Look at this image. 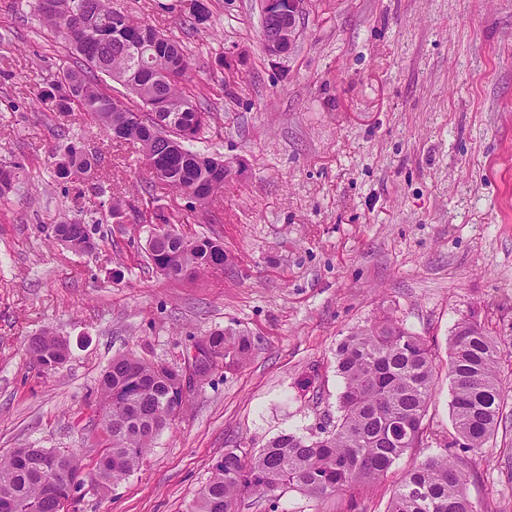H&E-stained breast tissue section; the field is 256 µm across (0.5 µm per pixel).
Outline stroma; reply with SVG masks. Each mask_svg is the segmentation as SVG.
<instances>
[{"label": "stroma", "mask_w": 512, "mask_h": 512, "mask_svg": "<svg viewBox=\"0 0 512 512\" xmlns=\"http://www.w3.org/2000/svg\"><path fill=\"white\" fill-rule=\"evenodd\" d=\"M114 0L180 41L191 89L214 114L190 147L236 170L207 207L152 187L142 153L113 144L89 117L43 112L36 95L67 59L37 0L0 11V163L25 175L0 200V459L18 448H74L93 466L107 436L97 383L113 357L184 367L217 329L255 350L187 395L139 468L104 494L75 493L69 512H189L225 449L260 450L280 434L332 427L343 383L336 346L382 311L436 352L437 380L419 447L387 477L315 499L284 488L244 494L239 512H385L415 462L454 441L448 338L478 313L512 344V0H310L282 56L262 35L261 0ZM72 141L98 156L105 187L133 204L106 221L101 198L54 174ZM164 208L179 233L224 242V269L193 280L147 259ZM78 219L94 244L52 237ZM67 339L48 373L26 352L44 330ZM503 421L480 453L462 454L478 512H512V357Z\"/></svg>", "instance_id": "obj_1"}]
</instances>
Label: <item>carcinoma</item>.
I'll return each mask as SVG.
<instances>
[{
	"mask_svg": "<svg viewBox=\"0 0 512 512\" xmlns=\"http://www.w3.org/2000/svg\"><path fill=\"white\" fill-rule=\"evenodd\" d=\"M39 15L68 45L72 64L63 66L36 98L38 108L80 112L112 141L137 144L152 178L183 194L192 210L204 207L224 188V160L193 151L185 141L210 125L211 112L188 88L190 57L173 39L114 6V0H37ZM123 83L142 107L128 106L103 88L99 75ZM58 178L93 181L98 158L72 141L55 157ZM25 168L0 163V199L9 196ZM110 218H119L126 200L103 201ZM149 223L162 230L148 240V258L161 274L190 279L224 270V244L206 235L184 236L170 229L162 208ZM54 237L74 252L92 248L88 229L74 220L54 227ZM206 341L230 369L253 354L244 333L216 330ZM28 352L45 370L55 371L69 354L67 340L46 331L32 338ZM503 343L473 314L457 323L448 338L451 416L463 452H479L500 425L505 392L500 379ZM343 379L340 412L329 431L315 437L282 433L257 452L238 444L224 450L212 466L191 512H238L242 494L296 489L321 498L383 479L392 465L421 442L422 421L435 385L434 348L385 314L358 327L336 347ZM183 370L148 361L134 352L112 359L98 383L109 444L91 470L75 449L63 451L69 473H87L101 493L137 470L153 440L182 411ZM46 448H18L0 461V497L15 512H56L44 496L50 476ZM387 512H478L464 490L457 453L444 452L414 464L402 477Z\"/></svg>",
	"mask_w": 512,
	"mask_h": 512,
	"instance_id": "1",
	"label": "carcinoma"
}]
</instances>
